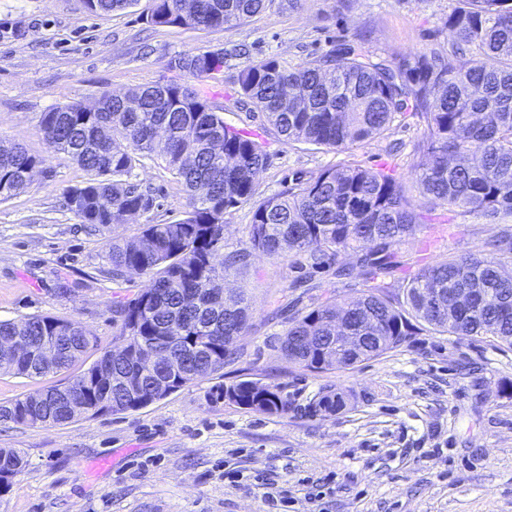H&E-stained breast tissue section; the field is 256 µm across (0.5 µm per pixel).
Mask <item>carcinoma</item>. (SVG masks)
<instances>
[{
  "label": "carcinoma",
  "instance_id": "cac0c4a2",
  "mask_svg": "<svg viewBox=\"0 0 512 512\" xmlns=\"http://www.w3.org/2000/svg\"><path fill=\"white\" fill-rule=\"evenodd\" d=\"M155 0L146 17L152 26L199 30L234 28L261 12L265 0ZM134 0H84L91 13L123 10ZM445 26L454 39L443 55L423 49L403 60L376 58L364 43H340L313 62L290 67L271 57L252 61L236 83L244 103L262 113L283 140L345 149L385 138L400 116L423 120L415 155V178L404 182L384 169L359 165L327 168L286 190L254 201L245 247L212 262L224 238V215L253 201L257 175L268 154L258 140L226 124L199 91L175 81L107 95L93 112L80 103L43 114L47 146L67 154L89 178L63 191L81 223L108 228L127 223L154 202L149 188L132 181L145 159L157 158L183 186L189 211L172 224H146L137 237L108 240L112 276L136 270L151 275L150 288L114 304L116 348L112 378L94 381L98 363L73 381L44 389L49 397L72 393L67 411L31 405L19 397L0 405V421L29 427L69 422L78 416L140 410L161 394L224 368V360L248 324L244 297L225 309L215 292L228 269L249 267L255 252L305 256L319 268L340 252L358 255L360 275L377 280L402 264L397 246L416 226L438 219L452 224L476 214L502 229L484 243L479 257L450 256L421 268L400 287L377 284L336 306L322 302L288 318L281 350L316 372L352 367L395 350L422 331L450 336H488L512 347V0H457ZM167 67L208 76L224 67V53L199 51L171 58ZM41 164L20 143L0 139V201L24 190L28 172ZM426 199L416 211L415 196ZM457 288H481L470 305H456ZM365 306L369 319L349 324L351 336H374L346 347L331 338L340 312ZM20 337L38 350L51 336H64L59 360L36 365L25 354L0 350V370L28 378L69 368L89 349V332L47 315L19 323L0 320L1 337ZM315 337L314 346L298 344ZM176 381L164 386L162 382ZM220 398L271 415L288 414L278 388L241 380L217 390ZM346 407V393L322 388L311 403L315 414ZM19 451L0 448V491L8 492L22 471Z\"/></svg>",
  "mask_w": 512,
  "mask_h": 512
}]
</instances>
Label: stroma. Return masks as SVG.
<instances>
[{
    "mask_svg": "<svg viewBox=\"0 0 512 512\" xmlns=\"http://www.w3.org/2000/svg\"><path fill=\"white\" fill-rule=\"evenodd\" d=\"M153 4L137 0L95 14L83 0H0V138L19 141L41 161L24 190L0 202V320L49 315L81 325L91 338L69 369L41 378L0 372V404L74 378L115 348L112 304L148 288L150 277L113 279L105 240L180 221L188 209L182 185L148 159L132 178L152 189L154 208L89 232L61 205L63 189L87 174L47 148L44 112L71 102L92 107L106 94L175 80L200 90L227 124L265 142L269 160L254 200L344 163L412 179L418 118L395 122L389 137L338 151L288 143L242 102L236 77L253 60L296 67L343 42L364 41L387 60L447 49L453 35L444 20L456 0H267L230 30L148 25ZM197 50L223 51L221 71L196 78L168 70L171 57ZM393 142L402 145L395 157ZM253 202L225 215L218 257L247 243ZM498 232L474 215L421 225L399 247L404 266L384 280L398 284L433 261L480 253ZM222 286L229 296L245 292L250 304L248 329L223 370L135 412L37 427L0 422V448L26 461L0 495V512H265L267 483L291 490L296 503L288 512H512V348L485 336L424 331L357 366L313 372L278 348L290 309L359 296L367 287L362 276L339 279L327 267L305 280L294 257L256 253ZM247 379L280 388L287 415L217 398L219 386ZM330 385L348 393L346 408L312 414L311 399ZM228 471L237 482L225 481Z\"/></svg>",
    "mask_w": 512,
    "mask_h": 512,
    "instance_id": "obj_1",
    "label": "stroma"
}]
</instances>
